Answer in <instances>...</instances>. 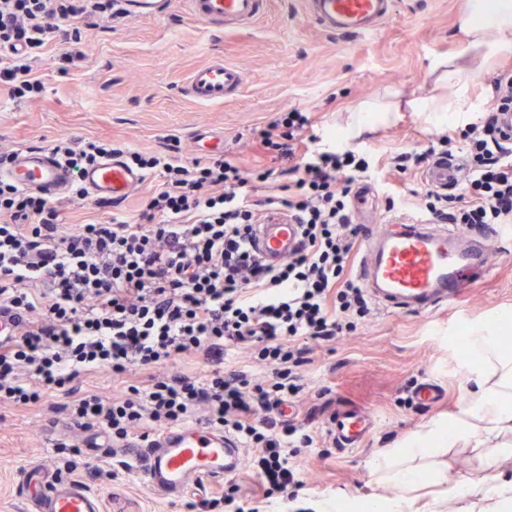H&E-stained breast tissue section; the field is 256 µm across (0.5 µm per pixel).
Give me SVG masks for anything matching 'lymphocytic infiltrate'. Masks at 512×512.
Returning a JSON list of instances; mask_svg holds the SVG:
<instances>
[{"label":"lymphocytic infiltrate","instance_id":"1","mask_svg":"<svg viewBox=\"0 0 512 512\" xmlns=\"http://www.w3.org/2000/svg\"><path fill=\"white\" fill-rule=\"evenodd\" d=\"M121 0H0V85L14 99H36L40 56L66 45L61 59L84 58L75 18L95 27L123 18ZM495 107L439 147L394 157L396 172L450 156L461 139L466 165L456 192L425 191L418 209L434 224H512V136L499 126L512 112V71L498 74ZM307 113L278 112L259 130L274 167L246 169L236 156L187 158L179 144L142 151L102 138L58 142L53 152L77 176L108 158L155 184L136 216L113 212L104 224H67L65 205L84 199L77 179L53 202L0 178V307L16 316L0 339V406L43 403L56 391L80 430L148 440L199 421L253 449L250 464L265 496L297 487L294 457L311 447L305 424L283 419L303 389L309 346L353 331L372 311L351 276L359 225L353 186L371 179L355 151L315 148ZM282 210L299 224L298 246L278 264L251 250L262 213ZM242 349L250 369H229ZM188 359L210 364L204 379L166 368ZM128 379L106 400L82 391L100 371Z\"/></svg>","mask_w":512,"mask_h":512}]
</instances>
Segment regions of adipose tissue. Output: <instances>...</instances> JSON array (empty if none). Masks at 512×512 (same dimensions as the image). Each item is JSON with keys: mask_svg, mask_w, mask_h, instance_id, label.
Instances as JSON below:
<instances>
[{"mask_svg": "<svg viewBox=\"0 0 512 512\" xmlns=\"http://www.w3.org/2000/svg\"><path fill=\"white\" fill-rule=\"evenodd\" d=\"M464 47L451 59L435 58L434 95L411 99L415 112H445L457 116L474 112L478 104L464 75L472 55L490 61L497 54L512 51V0H468V10L460 20ZM512 327V312L501 311L496 318L470 328L466 367L467 396L453 423L432 421L412 434L390 455L373 460L371 471L379 482L399 483L409 490L419 488L424 470L445 449L458 443L475 448L497 442L499 448L512 447V348L500 336Z\"/></svg>", "mask_w": 512, "mask_h": 512, "instance_id": "ef3b65f1", "label": "adipose tissue"}]
</instances>
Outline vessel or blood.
Wrapping results in <instances>:
<instances>
[{"instance_id":"vessel-or-blood-1","label":"vessel or blood","mask_w":512,"mask_h":512,"mask_svg":"<svg viewBox=\"0 0 512 512\" xmlns=\"http://www.w3.org/2000/svg\"><path fill=\"white\" fill-rule=\"evenodd\" d=\"M126 16L157 17L167 0H122ZM189 15L208 28L232 32L251 25L267 11L268 0H184ZM305 17L328 32L372 34L390 14V0H303ZM244 72L215 58L190 71L185 93L202 105H218L240 91ZM459 159H436L426 169L429 186L448 190L458 177ZM0 177L21 188L42 193L51 200L65 197L72 174L48 148L19 150L14 160L0 165ZM92 200L121 201L137 181L121 163L104 162L81 177ZM299 226L293 220L267 216L257 224L253 249L268 264L278 263L293 249ZM491 252L482 237L438 231L411 220L405 227L370 234L364 243L359 277L371 297L388 310L427 312L457 302L475 275L489 273ZM425 405L442 402V386L427 380L413 392ZM328 429L343 449L364 444L373 429L369 416L358 408L337 409ZM127 459L141 466L149 488L169 498L180 497L189 485L218 482L238 473L242 449L224 433L199 424L169 429L153 442H127ZM23 484L31 488L34 512H101L100 501L83 483L62 480L30 467Z\"/></svg>"}]
</instances>
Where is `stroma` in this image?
<instances>
[{
	"instance_id": "obj_1",
	"label": "stroma",
	"mask_w": 512,
	"mask_h": 512,
	"mask_svg": "<svg viewBox=\"0 0 512 512\" xmlns=\"http://www.w3.org/2000/svg\"><path fill=\"white\" fill-rule=\"evenodd\" d=\"M465 0H394L392 13L372 35L331 33L302 22L298 0H270L266 15L250 27L205 32L171 0L166 15L101 22L83 41L85 58L63 67L60 49L44 54L37 75L45 89L37 100H12L0 90V138L18 147H52L57 140L109 137L139 150H158L178 137L184 153L209 154L211 140L252 169L270 166L254 148L256 127L274 112L294 107L308 112L321 145L344 141L375 163L368 208L383 221L417 216L416 208L387 211L386 196L421 191L423 176L396 178L390 162L397 154L429 147L439 135L456 130L446 114L389 112L363 115V103H396L428 95L431 60L454 52L461 39L458 18ZM242 68L246 83L221 105L201 106L185 91L186 76L213 57ZM493 269L467 288L460 303L430 313L391 312L374 306L351 335L313 352L304 372L299 416L313 415L314 445L296 459V500L276 495L265 512H320L342 499L368 502L395 499L406 490L376 484L369 460L401 444L428 422L448 420L463 402L468 384L463 365L469 329L512 308V239H492ZM434 379L446 391L444 402L422 406L414 388ZM61 392L27 412L0 409V512H30L23 467L59 474L64 462L56 443L72 434ZM355 405L375 421L365 446L342 449L325 429L327 414ZM486 451L464 444L438 457V476H427L416 493L415 512H428L439 498V512H504L488 508L483 493ZM112 455L84 450L78 459L84 484L101 501L103 512H183L186 502L216 483L195 484L170 499L146 487L137 469L116 478L96 479L91 470L111 469ZM472 482V493L453 495L457 478Z\"/></svg>"
}]
</instances>
